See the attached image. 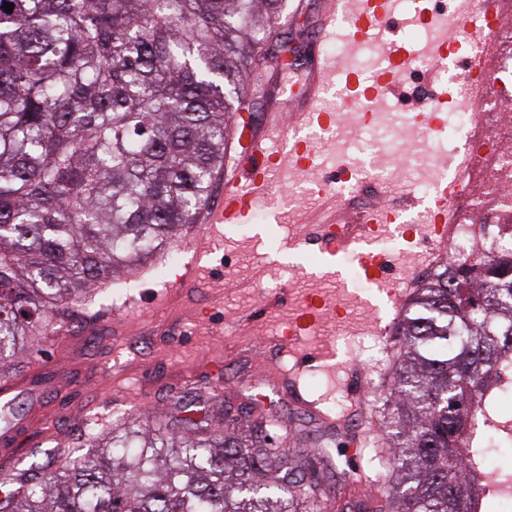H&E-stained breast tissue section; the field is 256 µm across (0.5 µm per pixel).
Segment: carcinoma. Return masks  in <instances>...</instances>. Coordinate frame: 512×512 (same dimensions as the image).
<instances>
[{
    "instance_id": "carcinoma-1",
    "label": "carcinoma",
    "mask_w": 512,
    "mask_h": 512,
    "mask_svg": "<svg viewBox=\"0 0 512 512\" xmlns=\"http://www.w3.org/2000/svg\"><path fill=\"white\" fill-rule=\"evenodd\" d=\"M287 2L0 0V372L197 222ZM393 336L396 487L364 512H475L482 467L459 438L512 359V275L443 265ZM80 447L98 452L21 470L0 512H321L319 470L263 420L131 418Z\"/></svg>"
}]
</instances>
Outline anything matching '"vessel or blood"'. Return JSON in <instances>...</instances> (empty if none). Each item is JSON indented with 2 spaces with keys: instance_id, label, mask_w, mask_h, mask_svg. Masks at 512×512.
Segmentation results:
<instances>
[{
  "instance_id": "vessel-or-blood-1",
  "label": "vessel or blood",
  "mask_w": 512,
  "mask_h": 512,
  "mask_svg": "<svg viewBox=\"0 0 512 512\" xmlns=\"http://www.w3.org/2000/svg\"><path fill=\"white\" fill-rule=\"evenodd\" d=\"M395 7L396 0H322L315 22L319 50L299 71L297 79L289 83L285 93L284 109L289 112L292 123L284 125L281 117L276 116L262 130L247 133L242 175L228 181L220 203L209 211L206 218L209 232H218L226 224L250 223L260 202L283 174L317 168L322 153L320 143L302 136L301 131L314 125L327 129L336 123L335 112L325 110L322 101L343 63L339 56L322 52L321 47L335 39L339 22L347 24L349 46L359 48L372 42L384 48L383 63L372 84L362 88L357 83L346 82L344 89L348 98L354 101L369 98L379 104L394 93L412 58L406 45L390 34ZM411 11L420 22L457 26L458 38L439 35L428 43L425 52L441 65L449 57L460 56L463 73L470 84L467 101L476 104L484 91L487 57L499 22L494 0H481L476 7L470 0H460L457 12L445 19L434 17L421 0H413ZM273 138L282 140L281 148L269 147L268 142ZM452 164L454 175L437 182L423 210V228L435 243L443 242L447 236L453 204L460 192L459 173L467 165L465 154H458ZM348 173V167L342 166L338 169L336 185L318 183L316 207L307 217L311 235L320 242L325 255L357 252L365 280L382 288L391 301H399L401 292L386 277L381 256L373 251L372 245L379 238L395 233L403 213L417 203L414 192L409 188L395 192L384 196L382 203L351 214L338 197L339 188L349 181ZM347 307L343 299L323 296L310 299L283 328L282 345L291 350L306 345L308 336L318 329L324 314L339 316Z\"/></svg>"
}]
</instances>
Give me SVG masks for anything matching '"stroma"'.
I'll use <instances>...</instances> for the list:
<instances>
[{"label": "stroma", "mask_w": 512, "mask_h": 512, "mask_svg": "<svg viewBox=\"0 0 512 512\" xmlns=\"http://www.w3.org/2000/svg\"><path fill=\"white\" fill-rule=\"evenodd\" d=\"M425 71L408 72L375 124H398L401 115L416 116L428 109L421 95ZM359 115L339 119L331 142L321 155L319 176L335 174L337 165L351 161ZM430 167L415 171L409 183L416 196L432 190L435 176L447 171L448 158L460 150L459 141L439 138L431 143ZM308 175H288L281 187L264 199L252 223L226 227L205 251L171 246L167 255L147 262L134 274L114 281L111 292L96 296L94 320L69 325L64 336H51L14 359L0 372V386L13 387L15 413L0 418V432L18 421L30 425L24 453L0 449V489L7 490L31 461H47L73 452L79 431L88 426L109 430L126 417H179L209 420H275L287 427L291 450L309 453L317 435L333 430L323 415L346 420L349 427L369 430L371 447L358 462L385 446L380 403L354 408L345 401L338 379L307 368L301 383L318 412L292 402L287 371L294 360L277 337L312 290L324 288L339 296L335 283L311 278L323 257L315 244L304 245L296 260L284 259L289 237L304 234L305 215L314 206L300 194ZM199 264L207 289L167 287L179 265ZM371 319L363 310H349L342 319L322 322L312 342L323 349L334 345L337 333L364 336ZM363 374L368 392L383 394L390 381L389 356L354 349L339 352ZM34 374L48 377L49 388L33 397L24 388ZM333 449V467L325 474L327 491L342 490L350 507L365 495H381L394 484L390 471L374 469L369 482L354 474L346 459L351 442L340 438Z\"/></svg>", "instance_id": "stroma-1"}]
</instances>
